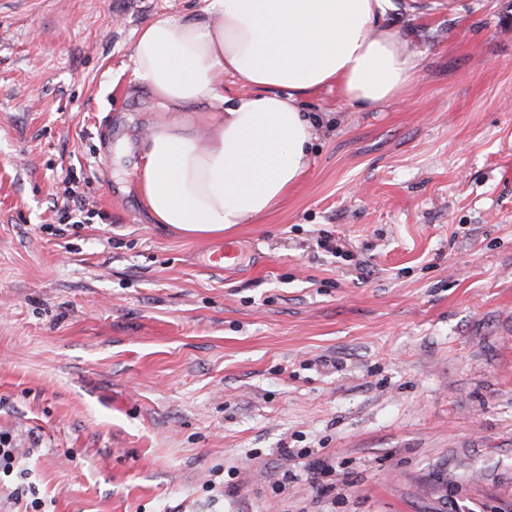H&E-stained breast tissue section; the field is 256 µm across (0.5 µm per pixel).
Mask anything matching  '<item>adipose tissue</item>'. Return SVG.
Wrapping results in <instances>:
<instances>
[{
  "label": "adipose tissue",
  "instance_id": "1",
  "mask_svg": "<svg viewBox=\"0 0 512 512\" xmlns=\"http://www.w3.org/2000/svg\"><path fill=\"white\" fill-rule=\"evenodd\" d=\"M392 0H209L203 19L159 16L136 38V83L173 119L142 147L137 188L157 224L220 238L283 200L306 172L300 107L337 86L362 108L406 93L416 59L378 22ZM248 86L228 99L225 77ZM206 114H198V107Z\"/></svg>",
  "mask_w": 512,
  "mask_h": 512
}]
</instances>
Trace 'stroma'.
<instances>
[{
	"label": "stroma",
	"mask_w": 512,
	"mask_h": 512,
	"mask_svg": "<svg viewBox=\"0 0 512 512\" xmlns=\"http://www.w3.org/2000/svg\"><path fill=\"white\" fill-rule=\"evenodd\" d=\"M393 4L409 91L306 96L307 173L218 240L132 188L137 33L204 0H0V431L45 512H512V0Z\"/></svg>",
	"instance_id": "1"
}]
</instances>
